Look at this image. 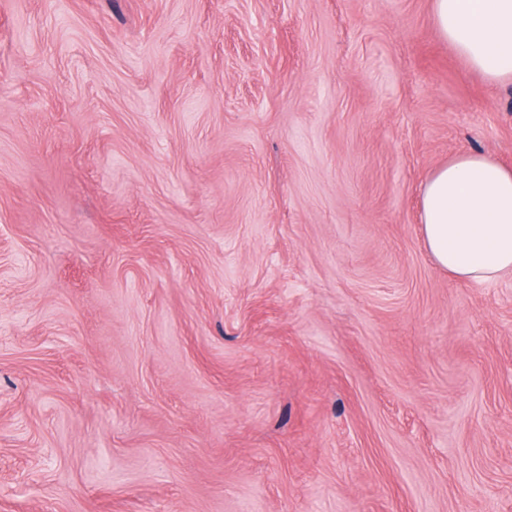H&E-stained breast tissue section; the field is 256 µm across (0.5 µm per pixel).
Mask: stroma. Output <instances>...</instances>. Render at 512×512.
<instances>
[{
	"label": "stroma",
	"mask_w": 512,
	"mask_h": 512,
	"mask_svg": "<svg viewBox=\"0 0 512 512\" xmlns=\"http://www.w3.org/2000/svg\"><path fill=\"white\" fill-rule=\"evenodd\" d=\"M512 83L432 0H0V512H512V274L423 243Z\"/></svg>",
	"instance_id": "1"
}]
</instances>
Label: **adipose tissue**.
Wrapping results in <instances>:
<instances>
[{
  "label": "adipose tissue",
  "mask_w": 512,
  "mask_h": 512,
  "mask_svg": "<svg viewBox=\"0 0 512 512\" xmlns=\"http://www.w3.org/2000/svg\"><path fill=\"white\" fill-rule=\"evenodd\" d=\"M440 35L492 84L512 82V0H433ZM425 246L449 275L488 283L512 272V167L463 152L421 186Z\"/></svg>",
  "instance_id": "ef3b65f1"
}]
</instances>
